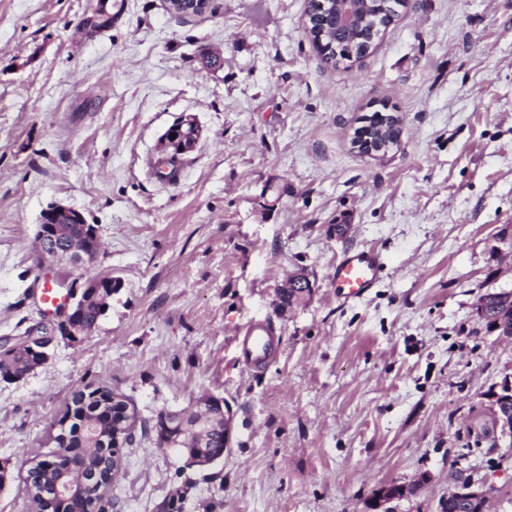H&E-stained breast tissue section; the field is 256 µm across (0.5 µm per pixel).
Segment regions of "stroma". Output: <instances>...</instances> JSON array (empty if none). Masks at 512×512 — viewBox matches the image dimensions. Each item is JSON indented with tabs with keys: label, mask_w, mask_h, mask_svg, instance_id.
Wrapping results in <instances>:
<instances>
[{
	"label": "stroma",
	"mask_w": 512,
	"mask_h": 512,
	"mask_svg": "<svg viewBox=\"0 0 512 512\" xmlns=\"http://www.w3.org/2000/svg\"><path fill=\"white\" fill-rule=\"evenodd\" d=\"M0 0V338L47 317L36 233L49 203L94 224L90 275L122 286L78 345L56 340L25 379L0 380V512H33L31 466L87 383L143 421L223 398L232 436L208 467L136 433L112 512H371L380 485H416L390 512H443L452 470L512 512V437L483 432L512 342L475 312L512 290V0H411L363 60L327 64L309 0ZM400 121L397 147L351 145L366 117ZM202 130L175 181L156 178L164 133ZM376 250L380 280L338 299L331 273ZM305 271L310 295L279 292ZM251 321L273 361L242 364Z\"/></svg>",
	"instance_id": "stroma-1"
}]
</instances>
